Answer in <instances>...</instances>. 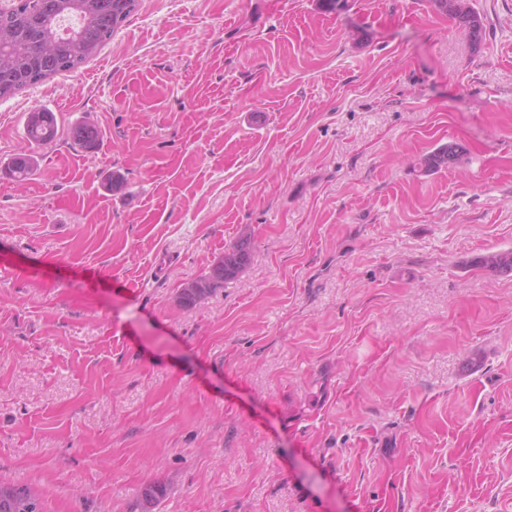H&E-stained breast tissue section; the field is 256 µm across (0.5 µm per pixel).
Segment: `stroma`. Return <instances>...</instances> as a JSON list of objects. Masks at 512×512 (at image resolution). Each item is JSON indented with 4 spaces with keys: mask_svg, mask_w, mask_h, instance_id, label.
<instances>
[{
    "mask_svg": "<svg viewBox=\"0 0 512 512\" xmlns=\"http://www.w3.org/2000/svg\"><path fill=\"white\" fill-rule=\"evenodd\" d=\"M474 6L477 53L429 0H137L0 99L1 162L39 106L103 134L0 174V480L45 512L150 482L159 512H512V276L470 264L512 248V0ZM68 135L84 151L91 152L100 143L101 131L87 116H80L71 122ZM463 150L456 143H448L425 154L420 159V165L425 172H434L448 168L462 161ZM38 165L37 156L34 154H23L9 161L5 169L12 179L24 181L37 169ZM252 254L251 236L244 235L233 244L224 248V256L208 267V271L194 277L195 288H188L189 281L183 284L179 296L183 307L197 305L199 296L211 297L224 286V283L236 279L249 265Z\"/></svg>",
    "mask_w": 512,
    "mask_h": 512,
    "instance_id": "35a3bbf8",
    "label": "stroma"
}]
</instances>
